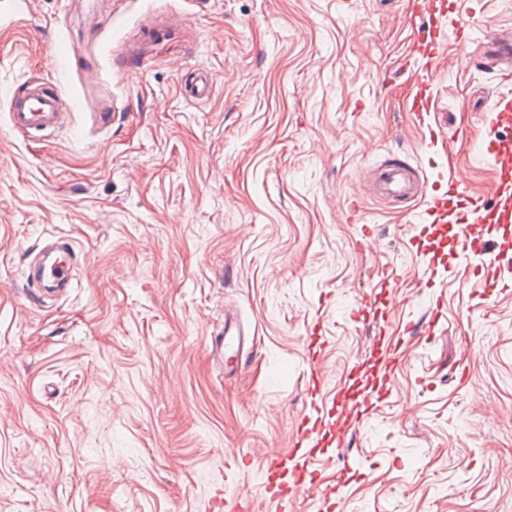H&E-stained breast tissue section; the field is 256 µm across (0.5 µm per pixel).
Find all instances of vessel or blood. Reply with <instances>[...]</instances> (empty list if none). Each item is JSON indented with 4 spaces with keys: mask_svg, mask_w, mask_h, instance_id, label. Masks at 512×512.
<instances>
[{
    "mask_svg": "<svg viewBox=\"0 0 512 512\" xmlns=\"http://www.w3.org/2000/svg\"><path fill=\"white\" fill-rule=\"evenodd\" d=\"M448 9L446 0H421L419 15L425 27L418 38V46L426 61L428 72H435L438 60L448 42L442 19ZM31 13V0H0V29L24 20ZM209 73H197L184 83L182 93L190 102L206 100L212 92ZM7 123L11 130L21 133L29 130L48 131L60 128L66 119L61 110L63 89L57 85L34 83L22 93H10ZM434 107V98L427 85H420L412 102L418 126L430 141H437L438 132L428 118ZM483 157L492 159L496 166L495 200L486 202L478 195L468 194L460 174L438 175L428 180L425 173L408 163L391 160L379 167L371 184L373 193L388 202L403 203L413 210L423 224H454L456 254L463 258H478L495 263L512 256V94L496 99L488 118V133L479 144ZM59 256L54 263L28 274V286L45 282L55 288L70 285L73 279V258L68 243L57 242ZM251 328L234 318H225L224 337L217 349L224 362L225 373L240 369L244 348ZM386 381L365 385L360 409L348 414L342 400H332L330 406L304 416L297 427V439L287 454L273 453L267 458L263 471L268 505H277L283 494L315 498L322 512H348L346 500L334 487L318 480L310 469V460L331 446L338 434L346 428L362 423L370 411L388 395ZM247 496L234 491L212 500L210 512H244Z\"/></svg>",
    "mask_w": 512,
    "mask_h": 512,
    "instance_id": "obj_1",
    "label": "vessel or blood"
}]
</instances>
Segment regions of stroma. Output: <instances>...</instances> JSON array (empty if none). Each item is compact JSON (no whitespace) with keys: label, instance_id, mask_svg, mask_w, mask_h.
I'll return each instance as SVG.
<instances>
[{"label":"stroma","instance_id":"35a3bbf8","mask_svg":"<svg viewBox=\"0 0 512 512\" xmlns=\"http://www.w3.org/2000/svg\"><path fill=\"white\" fill-rule=\"evenodd\" d=\"M186 8L34 0L27 25L0 30V93L58 82L80 97L72 126L36 137L8 129L0 100V512H198L222 487L268 512L264 457L309 413L312 365L349 394L355 364L384 359L382 336L402 350L390 395L319 456L318 475L350 512H512V272L498 267L491 293L465 264L422 287L419 249L449 250L451 226L421 236L371 196L360 219L341 208L395 155L456 168L492 198L477 148L482 115L512 93V65L491 49L512 40V0L449 9L436 145L411 111L412 0H210L126 64L145 19ZM61 35L101 67L52 70ZM200 71L213 91L191 103L181 86ZM367 226L377 250L360 247ZM56 238L82 263L66 293L37 300L23 271ZM371 291L387 312L377 326L350 317ZM228 312L255 327L233 376L212 344Z\"/></svg>","mask_w":512,"mask_h":512}]
</instances>
